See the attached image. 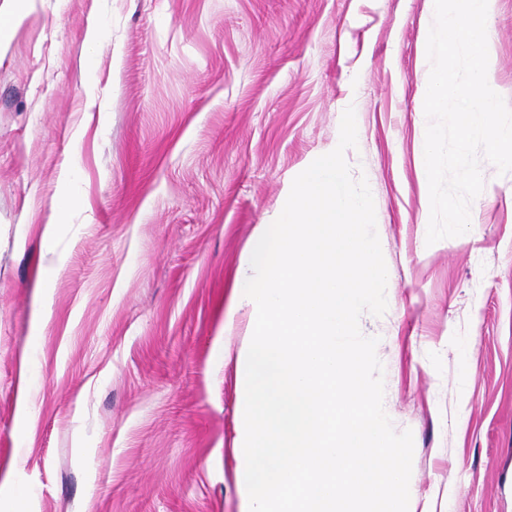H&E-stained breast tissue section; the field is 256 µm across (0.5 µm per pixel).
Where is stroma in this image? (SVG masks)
I'll return each mask as SVG.
<instances>
[{"label": "stroma", "instance_id": "stroma-1", "mask_svg": "<svg viewBox=\"0 0 512 512\" xmlns=\"http://www.w3.org/2000/svg\"><path fill=\"white\" fill-rule=\"evenodd\" d=\"M432 0H0V512H244L224 325L257 225L354 107L411 512H512V173L427 244ZM512 107V0L487 20ZM75 205L57 216L63 199ZM57 225L44 241L46 225Z\"/></svg>", "mask_w": 512, "mask_h": 512}]
</instances>
